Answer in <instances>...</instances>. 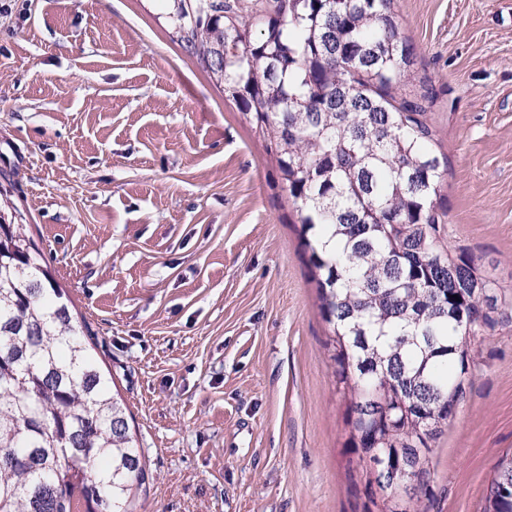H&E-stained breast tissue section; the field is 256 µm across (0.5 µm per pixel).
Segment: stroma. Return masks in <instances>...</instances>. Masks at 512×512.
<instances>
[{"instance_id": "stroma-1", "label": "stroma", "mask_w": 512, "mask_h": 512, "mask_svg": "<svg viewBox=\"0 0 512 512\" xmlns=\"http://www.w3.org/2000/svg\"><path fill=\"white\" fill-rule=\"evenodd\" d=\"M432 87L451 242L512 294V0H395ZM174 0H0V213L134 419L138 512H353L329 326L265 144L178 42ZM430 455L481 512L512 451V325Z\"/></svg>"}]
</instances>
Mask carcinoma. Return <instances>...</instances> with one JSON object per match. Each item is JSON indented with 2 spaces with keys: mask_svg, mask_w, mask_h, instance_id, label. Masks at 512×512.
<instances>
[{
  "mask_svg": "<svg viewBox=\"0 0 512 512\" xmlns=\"http://www.w3.org/2000/svg\"><path fill=\"white\" fill-rule=\"evenodd\" d=\"M175 29L266 143L297 208L348 429L360 512H427L431 443L478 366L473 341L512 321L470 250L441 236L448 161L430 88L401 86L413 49L394 0H177ZM0 512H137L147 472L86 327L0 220ZM416 457L399 494L363 462ZM481 512H512V453Z\"/></svg>",
  "mask_w": 512,
  "mask_h": 512,
  "instance_id": "obj_1",
  "label": "carcinoma"
}]
</instances>
